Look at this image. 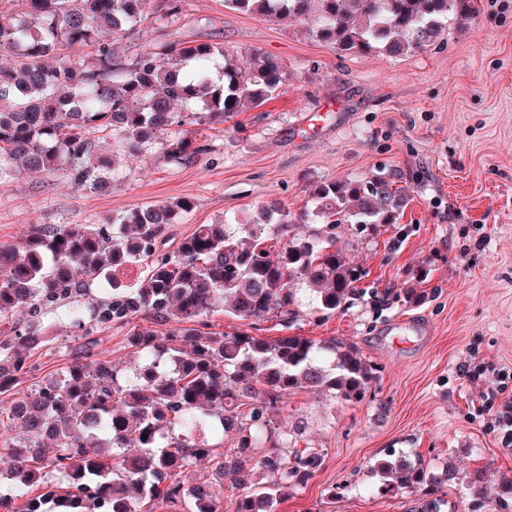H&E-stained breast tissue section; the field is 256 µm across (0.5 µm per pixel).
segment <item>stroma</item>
Segmentation results:
<instances>
[{
  "instance_id": "1",
  "label": "stroma",
  "mask_w": 512,
  "mask_h": 512,
  "mask_svg": "<svg viewBox=\"0 0 512 512\" xmlns=\"http://www.w3.org/2000/svg\"><path fill=\"white\" fill-rule=\"evenodd\" d=\"M169 39L221 43L278 60L286 79L271 100L230 121L192 126L208 150L167 160L159 146L128 157L118 138L112 185L95 193L64 174L0 182V244L31 224H103L137 206L188 197L193 210L167 231L168 248L196 225L243 218L280 202L297 215L312 185L387 177L407 205L376 232L336 229V246L362 277L328 317L309 308L292 333L336 336L383 364L374 397L350 405L326 394L289 397L281 415L301 424L298 445L323 450L322 469L277 512H417L415 495L379 491L372 466L391 452L423 457L452 475L440 512H467L466 475L512 481V447L488 422L495 374L512 372V0H480L465 28L394 57L343 54L306 23L260 19L224 0H182ZM429 272L422 283L413 273ZM425 300L407 306L402 290ZM54 341L34 357L31 387L69 363L79 331L54 315Z\"/></svg>"
}]
</instances>
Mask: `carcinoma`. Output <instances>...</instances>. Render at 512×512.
Wrapping results in <instances>:
<instances>
[{
	"instance_id": "obj_1",
	"label": "carcinoma",
	"mask_w": 512,
	"mask_h": 512,
	"mask_svg": "<svg viewBox=\"0 0 512 512\" xmlns=\"http://www.w3.org/2000/svg\"><path fill=\"white\" fill-rule=\"evenodd\" d=\"M20 18L0 16V181L23 172L63 170L77 186L102 191L112 159L99 139L120 138L137 155L160 142L167 158L191 162L206 153L183 125L222 124L249 105H263L285 79L278 61L259 54L244 69L221 44L157 42L132 61L116 58L103 29L121 35L148 22L160 27L181 13L182 0H21ZM260 18L306 20L344 54L426 50L454 22L464 27L478 0H224ZM89 49L73 60L68 51ZM224 58L214 75L210 63ZM186 111L180 113L176 107ZM406 198L383 177L312 187L298 215L318 224L292 232L273 201L246 224H200L172 252L160 249L169 225L194 208L189 198L131 209L110 225L31 224L20 241L0 244V318L20 309L25 324L0 339V394L35 371L32 356L52 341L51 315L64 302L81 331L73 363L59 376L0 405V417L22 441H0L11 467V494L0 512H220L209 476L187 485L181 474L199 462L228 471L245 487L237 512H274V503L304 487L321 469L316 448L290 450L292 431L275 422L297 391L329 393L349 403L375 394L383 366L334 336H256L261 324L284 329L300 317L302 298L329 316L347 302L360 272L336 248V225L393 224ZM142 275L131 283L124 275ZM110 296L87 304L93 282ZM251 330L218 333L206 318L218 304ZM186 324L173 327L171 322ZM126 330L138 359L123 375L101 358L94 334ZM235 434L225 449L207 434ZM147 439H142V435ZM374 469L386 494L419 495L420 512H439L448 471L422 458L388 454ZM473 500L503 512L512 482L490 488L482 471L468 481Z\"/></svg>"
}]
</instances>
